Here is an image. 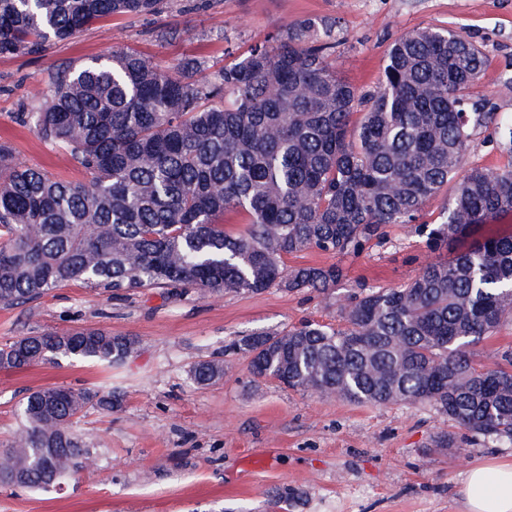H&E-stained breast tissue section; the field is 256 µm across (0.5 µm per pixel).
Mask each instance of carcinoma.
Returning a JSON list of instances; mask_svg holds the SVG:
<instances>
[{
	"label": "carcinoma",
	"mask_w": 512,
	"mask_h": 512,
	"mask_svg": "<svg viewBox=\"0 0 512 512\" xmlns=\"http://www.w3.org/2000/svg\"><path fill=\"white\" fill-rule=\"evenodd\" d=\"M168 2L0 0V54L38 55L96 22L157 14ZM334 28L298 20L212 79L195 78L197 61L162 67L123 50L52 71L28 122L85 178L58 179L0 143V305L71 281L203 297L273 286L331 296L348 280L343 258L407 224L434 254L412 280L357 285L336 300V327L257 330L229 349L258 379L354 403L430 402L464 435L512 445V351L486 366L472 349L512 320V233L454 249L512 213V163L463 169L482 129L512 155V116L475 99L485 55L460 31L400 37L382 79L359 94L329 62ZM450 183L440 221L419 222ZM228 212L242 215L243 232L224 230ZM308 250L336 262L287 265ZM136 350L101 329L46 331L1 344L0 369L60 357L110 368ZM191 373L214 383L224 359ZM89 404L110 412L120 395L30 393L0 454V482L39 489L92 467L94 452L73 429Z\"/></svg>",
	"instance_id": "carcinoma-1"
}]
</instances>
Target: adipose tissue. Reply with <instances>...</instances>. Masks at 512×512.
<instances>
[{
	"instance_id": "ef3b65f1",
	"label": "adipose tissue",
	"mask_w": 512,
	"mask_h": 512,
	"mask_svg": "<svg viewBox=\"0 0 512 512\" xmlns=\"http://www.w3.org/2000/svg\"><path fill=\"white\" fill-rule=\"evenodd\" d=\"M462 495L465 512H512V461L468 468Z\"/></svg>"
}]
</instances>
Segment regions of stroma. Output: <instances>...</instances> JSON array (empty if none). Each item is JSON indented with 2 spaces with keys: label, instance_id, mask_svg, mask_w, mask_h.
<instances>
[{
  "label": "stroma",
  "instance_id": "1",
  "mask_svg": "<svg viewBox=\"0 0 512 512\" xmlns=\"http://www.w3.org/2000/svg\"><path fill=\"white\" fill-rule=\"evenodd\" d=\"M303 18L335 22L331 61L360 91L378 83L402 35L463 31L486 55L476 96L512 113V0H212L206 9L175 0L156 15L97 22L36 56H0V141L22 162L82 180L70 155L25 122L51 70L125 50L165 66L195 58L214 75ZM170 28L177 37L159 39ZM429 258L423 239L396 224L386 243L345 264L351 280L396 287ZM304 320L336 325L335 298L277 287L203 298L177 288L125 292L70 282L29 304L0 306V344L78 328L138 342L137 353L110 370L69 359L0 369V450L32 392L109 384L122 393L117 410L87 407L76 425L97 445L96 466L44 491L0 484V512H465V471L512 460V445L432 447L443 426L432 405L357 404L293 391L254 380L247 358L227 349L237 336ZM218 352L224 378L199 386L191 367ZM286 489L293 496L285 501L279 494Z\"/></svg>",
  "mask_w": 512,
  "mask_h": 512
}]
</instances>
